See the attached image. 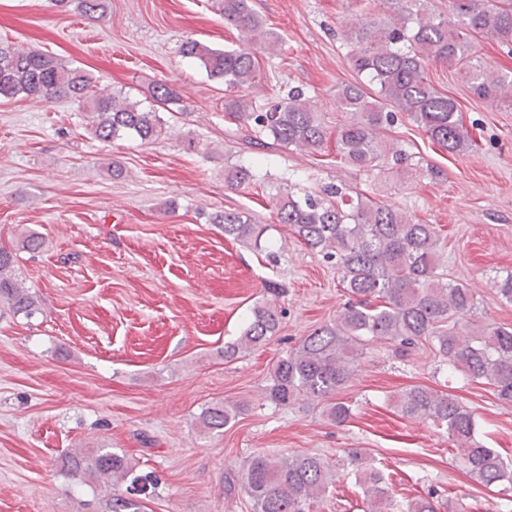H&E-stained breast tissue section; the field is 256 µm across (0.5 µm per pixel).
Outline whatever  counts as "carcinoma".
Listing matches in <instances>:
<instances>
[{
	"label": "carcinoma",
	"instance_id": "cac0c4a2",
	"mask_svg": "<svg viewBox=\"0 0 512 512\" xmlns=\"http://www.w3.org/2000/svg\"><path fill=\"white\" fill-rule=\"evenodd\" d=\"M79 6L90 19L106 11L105 0H79ZM346 8L361 16L343 29L358 81L336 86L337 103L348 120L334 133L302 88L290 89L287 97L259 111L244 95L258 86L254 48L278 42L249 0H219L224 22L244 33L249 46L218 50L187 39L181 53L198 62L208 77L236 91L224 98V116L245 131V144L319 149L333 140L340 162L360 169L378 166L387 150L383 132L398 112L451 154L474 146L457 101L428 78L432 62L458 70L474 97L512 107V72L490 71L476 50L477 40L487 38L512 53V2L448 0V10L441 11L430 0H347ZM378 9L389 13L387 20L372 17ZM91 87L93 77L85 70L69 68L52 55L0 44V98L82 102L93 113L94 135L102 142L123 135L153 142L166 134L157 109L146 110L137 101L105 91L91 95ZM152 94L164 109L179 102L177 92L163 82L154 85ZM224 182L232 188L256 184L253 165L224 166ZM272 202L277 223L288 225L304 245L335 261L350 300L335 321L314 329L275 362L266 391L269 401L281 408L305 402L343 425L352 416V406L336 394L355 372L368 343L384 340L400 358L428 342L448 369L486 382L499 399L512 403V325H479L472 319V289L440 272V228L412 220L394 205L362 194L351 197L336 184L301 198L279 192ZM210 223L255 248L267 230L238 210L216 212ZM0 303L27 318L38 313L37 302L15 276L13 252L2 246ZM279 327L275 308L255 307L238 340L225 346L224 358L265 343ZM396 405L408 418L444 427L468 473L483 486L498 488L491 512H512V460L478 440L473 411L450 393L421 386L399 394ZM239 412L237 404L215 403L202 409L198 421L203 429L221 433ZM348 457L356 482L366 490L367 512H385L390 493L382 473L366 464L361 448L348 449ZM59 467L82 483L115 487L102 512H142L139 478L126 454L87 448L63 454ZM337 478L333 465L316 454H257L243 468L224 472V498L243 493L253 512H314ZM401 512H437L433 494L408 501Z\"/></svg>",
	"mask_w": 512,
	"mask_h": 512
}]
</instances>
